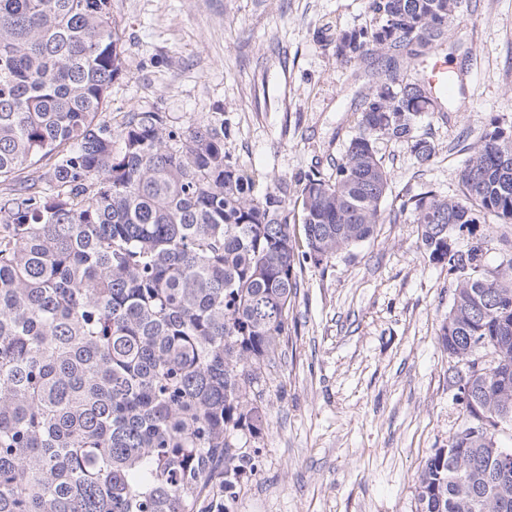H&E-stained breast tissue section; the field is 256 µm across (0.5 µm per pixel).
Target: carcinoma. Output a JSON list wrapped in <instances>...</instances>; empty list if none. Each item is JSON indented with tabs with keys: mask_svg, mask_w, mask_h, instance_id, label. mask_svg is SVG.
<instances>
[{
	"mask_svg": "<svg viewBox=\"0 0 512 512\" xmlns=\"http://www.w3.org/2000/svg\"><path fill=\"white\" fill-rule=\"evenodd\" d=\"M452 26H465L461 0H368L365 24L321 29L354 74L374 56L387 71L334 174L261 196L222 123L102 118L123 67L112 0H0V512H231L262 466L297 265L407 211L418 248L454 276L443 349L500 360L473 382L451 445L426 458L417 512H479V498L512 512V458L484 443L512 424L498 400L512 391V258L493 267L482 242L456 245L489 215L512 224V132L485 125L454 196L427 190L384 216L378 143L428 166L418 120L449 105L401 67Z\"/></svg>",
	"mask_w": 512,
	"mask_h": 512,
	"instance_id": "cac0c4a2",
	"label": "carcinoma"
}]
</instances>
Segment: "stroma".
Listing matches in <instances>:
<instances>
[{
    "instance_id": "stroma-1",
    "label": "stroma",
    "mask_w": 512,
    "mask_h": 512,
    "mask_svg": "<svg viewBox=\"0 0 512 512\" xmlns=\"http://www.w3.org/2000/svg\"><path fill=\"white\" fill-rule=\"evenodd\" d=\"M462 9L467 26L437 51L462 72L453 102L419 125L435 147L430 165L419 167L406 144L378 145L386 210L430 188L455 194L489 120L512 130V0H463ZM113 11L123 73L106 117L118 125L156 108L177 125L221 120L225 152L260 194L334 172L354 133L355 94L382 73L377 63L354 77L316 38L326 24L364 23L366 0H113ZM417 237L405 215L302 266L266 387L262 467L232 512H416L423 461L448 446L460 410L438 340L454 281Z\"/></svg>"
}]
</instances>
